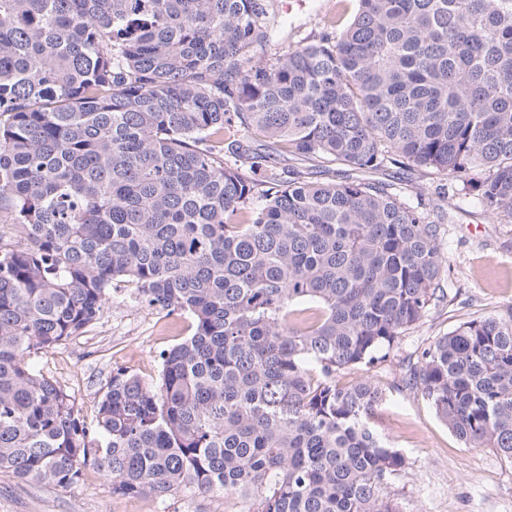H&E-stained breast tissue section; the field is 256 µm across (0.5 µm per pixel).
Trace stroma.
Masks as SVG:
<instances>
[{"label":"stroma","mask_w":512,"mask_h":512,"mask_svg":"<svg viewBox=\"0 0 512 512\" xmlns=\"http://www.w3.org/2000/svg\"><path fill=\"white\" fill-rule=\"evenodd\" d=\"M278 3L287 9V22L265 48L268 56L299 39L318 38L337 16L336 0ZM365 178L389 184L408 204L424 202L430 215L441 216L449 274L442 282L444 300L400 337L386 362L367 374L344 370L337 381L346 386L367 375L384 390L377 427L408 462L388 487L404 512H512V463L494 449L465 447L431 402L402 382L407 359L418 347L463 322L512 312V217L442 197L443 186L462 187L460 176L390 166ZM190 333L189 317L135 299L128 287L114 295L97 324L65 345L38 350L32 361L66 389L90 422L113 369L156 382L161 352ZM136 507L141 512H224V500L189 490L162 502L116 496L91 465L77 485L65 490L0 473V512H132Z\"/></svg>","instance_id":"1"}]
</instances>
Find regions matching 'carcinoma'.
<instances>
[{
  "instance_id": "cac0c4a2",
  "label": "carcinoma",
  "mask_w": 512,
  "mask_h": 512,
  "mask_svg": "<svg viewBox=\"0 0 512 512\" xmlns=\"http://www.w3.org/2000/svg\"><path fill=\"white\" fill-rule=\"evenodd\" d=\"M358 2L267 59L274 0H0V472L67 489L90 462L118 496L401 512L383 390L336 375L445 298L444 231L378 183L288 178L253 140L477 171L476 202L512 216V0ZM125 283L193 332L155 384L114 371L88 422L30 357ZM405 383L512 461V315L437 337Z\"/></svg>"
}]
</instances>
